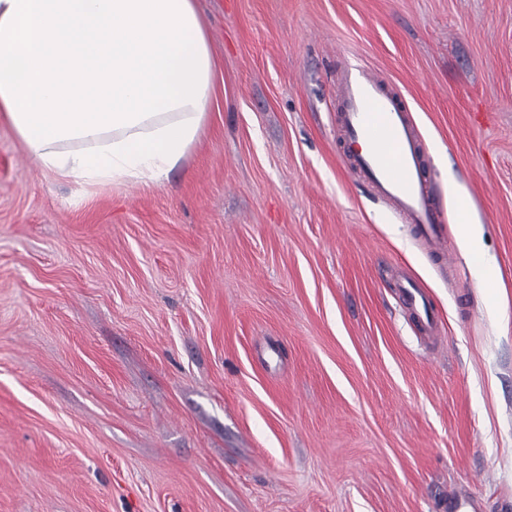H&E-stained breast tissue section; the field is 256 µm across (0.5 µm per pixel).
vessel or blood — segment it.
Wrapping results in <instances>:
<instances>
[{
  "label": "vessel or blood",
  "instance_id": "1",
  "mask_svg": "<svg viewBox=\"0 0 512 512\" xmlns=\"http://www.w3.org/2000/svg\"><path fill=\"white\" fill-rule=\"evenodd\" d=\"M338 97L349 172L362 177L403 223L413 225L431 254L452 264L442 210L426 175L428 158L401 98L376 74L350 66ZM400 293L421 330L436 334L438 319L420 288L409 282Z\"/></svg>",
  "mask_w": 512,
  "mask_h": 512
}]
</instances>
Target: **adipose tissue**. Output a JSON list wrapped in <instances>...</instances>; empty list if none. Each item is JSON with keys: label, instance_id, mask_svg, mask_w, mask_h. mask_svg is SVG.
<instances>
[{"label": "adipose tissue", "instance_id": "1", "mask_svg": "<svg viewBox=\"0 0 512 512\" xmlns=\"http://www.w3.org/2000/svg\"><path fill=\"white\" fill-rule=\"evenodd\" d=\"M215 70L194 0H0V119L60 179L161 185Z\"/></svg>", "mask_w": 512, "mask_h": 512}]
</instances>
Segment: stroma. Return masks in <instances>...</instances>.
Instances as JSON below:
<instances>
[{"instance_id": "obj_1", "label": "stroma", "mask_w": 512, "mask_h": 512, "mask_svg": "<svg viewBox=\"0 0 512 512\" xmlns=\"http://www.w3.org/2000/svg\"><path fill=\"white\" fill-rule=\"evenodd\" d=\"M196 6L216 92L162 186L55 178L0 122V512H498L512 0ZM350 63L405 97L454 269L346 172ZM399 288L403 300L413 311L421 330L430 335L437 334L438 319L420 288L410 281H406V284H400Z\"/></svg>"}]
</instances>
